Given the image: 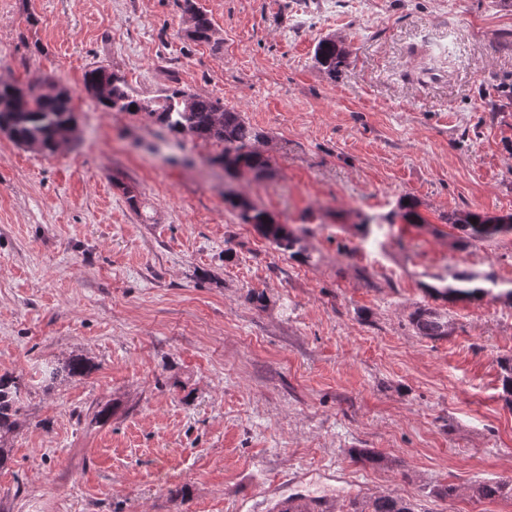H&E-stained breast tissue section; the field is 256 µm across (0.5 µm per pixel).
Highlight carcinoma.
Instances as JSON below:
<instances>
[{
  "mask_svg": "<svg viewBox=\"0 0 512 512\" xmlns=\"http://www.w3.org/2000/svg\"><path fill=\"white\" fill-rule=\"evenodd\" d=\"M183 14H190L194 30L186 36L192 42L206 43L218 50L221 39L209 15L197 6L196 0H182ZM348 52L342 42L324 37L318 40L315 57L331 75L344 65ZM84 84H102L106 96L98 101L105 112H129L141 114L158 125L167 134L191 137L222 147L215 162L226 170H248L257 177L272 174L269 157L255 149V143L263 139V133L251 126L241 112L224 104V100L201 94H192L184 99L185 89L168 87L162 94L146 98L135 95L123 76L99 66L85 73ZM72 96L59 88L55 80L43 77L28 88L0 82V125L11 129V139L43 154L54 153L67 142L73 131ZM241 223L251 224L272 245L283 253L297 256L300 238L279 222L273 215L240 196L224 199ZM396 215L408 224L421 222L414 202H398ZM448 224L460 232L459 241L491 240L504 234H512V215L490 216L477 212H459L448 216ZM456 284L429 286V291L441 297L451 296L457 300L479 299L492 293V289L479 284V277L472 273L455 276ZM410 323L421 336L443 338L448 336V317L426 306L417 307L410 314ZM502 390L506 400L512 403V360L500 362ZM92 370L89 360L75 356L65 363L46 364L42 370V383L47 387L68 378L83 376ZM21 409L20 379L10 373L0 375V468L11 461L7 438L13 433ZM351 455L371 465H384L388 460L381 454L367 449L354 448ZM472 496L483 499L512 496V483L503 481H481L470 487ZM313 499L304 494H293L280 502L276 512H316L311 508ZM350 512H414L413 507L392 496H377L369 499H354L349 504Z\"/></svg>",
  "mask_w": 512,
  "mask_h": 512,
  "instance_id": "cac0c4a2",
  "label": "carcinoma"
}]
</instances>
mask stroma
I'll return each instance as SVG.
<instances>
[{
    "instance_id": "35a3bbf8",
    "label": "stroma",
    "mask_w": 512,
    "mask_h": 512,
    "mask_svg": "<svg viewBox=\"0 0 512 512\" xmlns=\"http://www.w3.org/2000/svg\"><path fill=\"white\" fill-rule=\"evenodd\" d=\"M197 3L221 51L183 36L177 0H0V80L54 77L74 106L54 155L0 135V373L24 383L0 512H270L269 484L512 512L469 493L512 482V236L464 245L447 222L512 215V0ZM327 35L348 51L334 76ZM99 65L142 97L223 99L265 133L273 176L228 177L218 146L102 111L83 91ZM229 188L302 254L240 223ZM404 197L420 223H383ZM461 272L496 296L426 292ZM419 305L447 337L416 333ZM75 355L91 373L44 388ZM448 483L456 498L431 496ZM348 52L342 42L335 38L324 37L318 40L315 57L318 63L332 76L344 65ZM409 318L419 335L428 338H443L448 335V317L436 309L419 306Z\"/></svg>"
}]
</instances>
